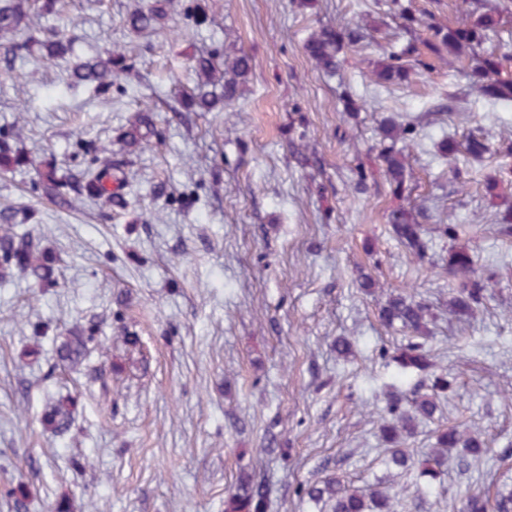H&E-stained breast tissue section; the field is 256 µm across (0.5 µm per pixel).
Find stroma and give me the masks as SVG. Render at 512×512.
<instances>
[{
  "label": "stroma",
  "instance_id": "1",
  "mask_svg": "<svg viewBox=\"0 0 512 512\" xmlns=\"http://www.w3.org/2000/svg\"><path fill=\"white\" fill-rule=\"evenodd\" d=\"M138 0H60L47 28L69 40L66 59L48 60L32 44L14 69L0 67V131L25 108L28 161L0 175V206L29 209L28 229L60 260L59 287L12 275L0 280V512L5 492L31 491L29 512H50L66 497L72 512H224L243 469L266 480L270 512H316L299 485L331 459L354 487L416 486L382 462L388 392L409 391L418 373L396 358L410 340L383 327L378 310L392 291L417 293L430 306L426 347L434 372L455 378L433 419L410 441L424 459L438 430L467 424L494 457L468 472L449 465L442 485L416 512H448L460 491L499 479V451H512V101L489 105L450 65L383 89L366 77L382 47L406 33L390 0H183L163 30L134 33L125 17ZM206 6L210 24L193 28L185 9ZM86 15L84 28L67 19ZM375 24L372 39L347 51L327 77L303 50L323 26ZM132 67L109 100L70 85L68 69L107 43ZM257 65L231 107L179 111L199 51ZM462 94L460 111H437ZM154 109L142 113L144 102ZM146 117L149 148L126 155L124 133ZM419 121L409 161L412 192L396 200L376 155L385 118ZM480 130L491 151L470 157L465 135ZM456 145L465 188L440 159L443 136ZM98 140L125 159L126 204L56 205L43 191L47 167L79 173L77 139ZM302 140L323 168H301L290 144ZM368 189L355 192L357 166ZM494 189H487V182ZM424 217L431 240L416 259L388 231L396 204ZM456 224L455 239L440 224ZM463 249L492 265V296L474 316L449 312L448 251ZM374 283L362 292L358 269ZM98 321L99 346L80 371H51L52 341L30 352L31 326ZM141 340L128 345L127 333ZM347 337L346 359L331 350ZM122 373L108 375L110 364ZM78 399L65 437L40 417L57 394ZM283 453L263 454L267 434ZM89 460L86 469L76 461Z\"/></svg>",
  "mask_w": 512,
  "mask_h": 512
}]
</instances>
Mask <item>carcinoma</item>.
<instances>
[{
  "mask_svg": "<svg viewBox=\"0 0 512 512\" xmlns=\"http://www.w3.org/2000/svg\"><path fill=\"white\" fill-rule=\"evenodd\" d=\"M57 3L58 0H0V65L11 66L17 57L30 51L32 41L55 46L59 54L65 50L62 39L50 34L41 23L45 15L56 11ZM173 8L174 0H151L135 7L127 15L126 23L133 31L152 29ZM467 16V24L457 28L432 21L426 24L427 37H416L384 50L383 56L374 63L375 80L382 85H400L415 74L433 71L436 62L449 56L458 64L460 74L476 84L489 103L512 100V31L502 28V19L512 18V0H496L483 12L474 6L467 11ZM362 39L364 34L358 30L322 27L306 40L304 51L322 72L333 75L340 66L339 55L343 49ZM223 63L227 75L222 94L224 106L238 99L240 81L254 68V56L245 50L226 63L220 56L197 58L194 86L178 94L186 109L211 110L217 90L214 74ZM129 69L122 51L106 47L92 59L77 64L72 77L75 83L91 85L98 95L104 96ZM414 134L415 126L410 122L390 118L383 126L384 138L391 140V146L381 149L377 159L396 197L408 196L410 186L404 149L394 148V143L410 141ZM15 142L17 138L12 134L0 136V170L3 172L9 171L13 164L27 161ZM74 147L78 153L93 155L95 167L79 176L69 172L59 175L54 171L43 175L44 187L55 201L64 204L83 197L104 203L121 201L119 191L112 190L118 169L112 167L111 158L104 156L108 148L82 139L76 141ZM465 149L473 158H482L489 152L488 143L479 131L467 136ZM31 219L32 213L27 210H0V271L14 270L43 286H54L57 284V258L39 249L32 232L18 234L14 231L16 224ZM387 223L393 236L410 254L419 259L424 257L426 230L411 212L402 207L394 208L387 215ZM448 271L462 279L461 287L452 290L450 298V305L457 314L469 316L487 304L491 277L485 275L472 254L465 250H448ZM430 316L429 305L411 294H391L379 309L380 321L387 327L398 325L421 339L426 338ZM95 332L96 326L91 322L86 327L77 322L65 329L58 337L52 369L76 370L83 366L97 340ZM399 365L404 370L427 371L429 354L424 345L409 343L401 352ZM451 386L448 375L432 373L409 394H390L382 424L386 440L391 444L385 449L387 465L411 475L413 450L408 447V439L414 436L413 422L419 416L433 418L438 408L437 397ZM77 406V399L70 395L50 401L42 414L45 430L57 437L68 434L75 424ZM453 449L457 450L458 463L463 466L492 452L486 441L452 426L436 435V448L424 460L425 468L419 476L433 480L441 477L448 469V453ZM322 470L324 476L300 488L299 494L316 505H324L328 512H410L401 489L392 494L375 490L364 495L347 487L336 473L329 471V464H323ZM267 509L268 496L263 483L254 475L241 472L227 491L224 512H267ZM449 509L450 512H512V483L493 492L467 490L451 502Z\"/></svg>",
  "mask_w": 512,
  "mask_h": 512,
  "instance_id": "carcinoma-1",
  "label": "carcinoma"
}]
</instances>
